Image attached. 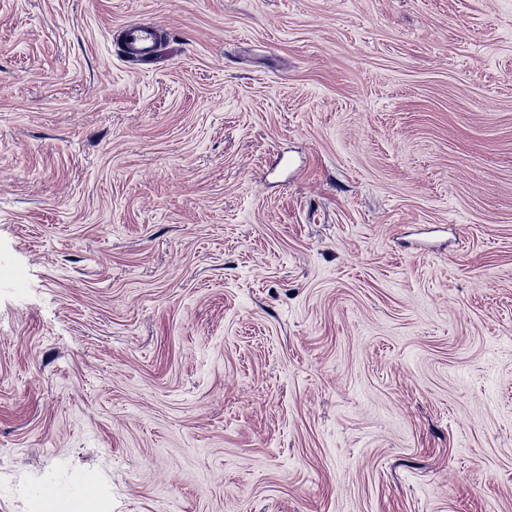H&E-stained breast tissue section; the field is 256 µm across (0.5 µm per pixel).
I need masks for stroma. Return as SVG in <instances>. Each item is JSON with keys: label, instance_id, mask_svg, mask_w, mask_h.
I'll list each match as a JSON object with an SVG mask.
<instances>
[{"label": "stroma", "instance_id": "1", "mask_svg": "<svg viewBox=\"0 0 512 512\" xmlns=\"http://www.w3.org/2000/svg\"><path fill=\"white\" fill-rule=\"evenodd\" d=\"M44 496L512 512V0H0V512ZM160 33L156 27L128 23L123 28V50L128 57L147 59L156 53Z\"/></svg>", "mask_w": 512, "mask_h": 512}]
</instances>
